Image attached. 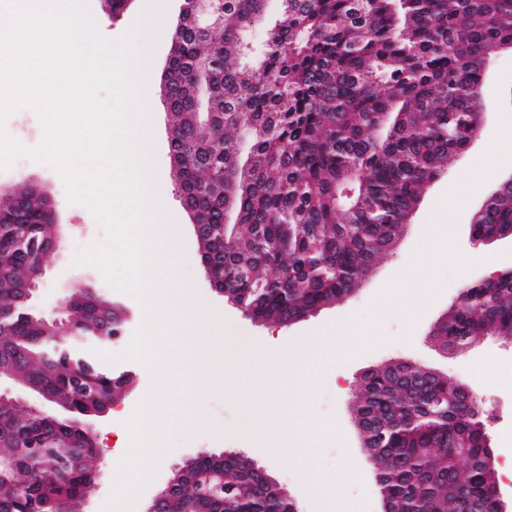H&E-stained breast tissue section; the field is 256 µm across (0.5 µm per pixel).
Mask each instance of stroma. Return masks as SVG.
Returning <instances> with one entry per match:
<instances>
[{
	"instance_id": "obj_1",
	"label": "stroma",
	"mask_w": 512,
	"mask_h": 512,
	"mask_svg": "<svg viewBox=\"0 0 512 512\" xmlns=\"http://www.w3.org/2000/svg\"><path fill=\"white\" fill-rule=\"evenodd\" d=\"M178 7L177 0H130L128 7L111 19L102 12L98 0H88L93 21L100 34L109 40L120 39L131 28L139 26L143 18L153 20L157 34L138 69L140 96L148 112L145 132L152 145L150 174L164 188L161 220L176 225L175 246L191 258L190 263L181 267L177 280L188 285L195 298L205 305L208 320L203 331L212 346L223 352L221 362L213 367L212 387L198 398L207 415L209 435L198 438L179 428L170 429L169 450L159 456L152 479L140 493L138 512H147L152 498L165 488L173 471L185 459L204 452L217 455L234 452L248 457L281 485L296 502L299 512H312L302 476L295 467L304 450L297 445L286 449L278 447L275 441L277 425L258 422L260 406L250 396V379L261 369L264 358L274 357L280 348L311 338L342 316L364 313L421 248L417 233L419 225L430 223L440 198L469 173L473 174L474 180L467 198L456 208L453 239L435 275L439 291L427 304L414 328L405 329L399 317H386L379 324L386 338L385 344L340 360L338 369L328 370L320 376L310 409L319 417L334 418L342 440L326 443L321 448L317 472L324 485L343 488L345 495L362 501L363 512H381L375 470L359 446L351 408L361 376L370 368L397 361L422 364L450 379L467 383L484 402L485 421L497 461L511 456L512 435H507L506 427L512 423V395L504 392L500 385L487 383L475 369L490 351L512 359V345L504 344L497 337L485 336L466 351L452 355L434 347L429 332L467 281L489 277L512 267V240L506 238L490 244H475L470 239L474 214L488 199L495 182L512 172V52L495 57L483 82L482 97L487 113L476 142L451 169L431 182L393 253L385 256L360 288L346 299L290 325L257 324L211 289L205 270L196 258L198 243L174 182L169 149V109L159 86L170 54ZM25 180L37 182L51 196L64 234L61 248L45 259L44 276L33 298L36 312L52 316L57 299L64 296L73 283L80 282L125 309L124 335L132 337L145 318L141 304L112 289L95 266L73 263L80 250L103 238L102 226L86 207L69 203L65 185L51 165L29 159L23 166L13 165L0 170L2 184ZM465 256L470 257L471 262L466 268H459L457 260ZM123 368L133 377L130 389L114 399L112 413L95 421L97 453L89 459L88 466L96 471L97 478L85 496V512H103V505L112 494V452L118 440L115 411L137 410L151 387L152 376L143 363L127 360ZM345 458L360 471L357 483L341 481L337 467Z\"/></svg>"
}]
</instances>
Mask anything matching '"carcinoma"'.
Wrapping results in <instances>:
<instances>
[{
  "label": "carcinoma",
  "instance_id": "carcinoma-1",
  "mask_svg": "<svg viewBox=\"0 0 512 512\" xmlns=\"http://www.w3.org/2000/svg\"><path fill=\"white\" fill-rule=\"evenodd\" d=\"M264 0H224L208 35L187 19L166 80L177 139L175 185L208 224L202 252L224 299L258 322L298 321L345 299L400 240L426 187L480 127L497 51L512 47V0H281L252 64L245 28ZM48 200L0 199V368L66 405L50 417L0 405V512H53L94 483L88 414L114 399L126 372L100 357L123 329L102 295L66 304L52 336L22 302L39 257L12 245L18 227L42 239ZM512 228V186L473 224L487 240ZM512 337V269L471 280L430 333L444 353L483 336ZM356 417L381 495L411 512H497L485 462L483 411L460 383L414 363L362 376ZM224 469V493L196 492ZM293 512L282 487L256 485L239 456L181 466L168 512Z\"/></svg>",
  "mask_w": 512,
  "mask_h": 512
}]
</instances>
